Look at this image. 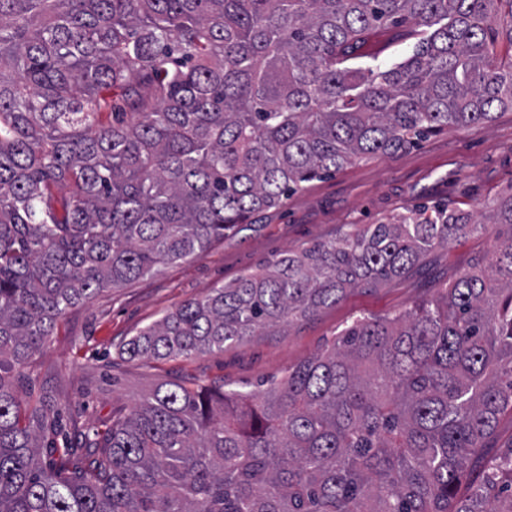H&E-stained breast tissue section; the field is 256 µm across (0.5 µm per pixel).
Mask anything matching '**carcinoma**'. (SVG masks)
Listing matches in <instances>:
<instances>
[{"label":"carcinoma","instance_id":"obj_1","mask_svg":"<svg viewBox=\"0 0 512 512\" xmlns=\"http://www.w3.org/2000/svg\"><path fill=\"white\" fill-rule=\"evenodd\" d=\"M404 25L401 61L362 52ZM496 108L512 0H0V512H512V445L484 452L512 408V192L483 221L419 205L317 240L120 348L222 350L494 237L438 299L353 323L257 394L165 381L69 436L17 384L74 306Z\"/></svg>","mask_w":512,"mask_h":512}]
</instances>
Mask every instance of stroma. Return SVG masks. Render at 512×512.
I'll list each match as a JSON object with an SVG mask.
<instances>
[{
	"label": "stroma",
	"instance_id": "35a3bbf8",
	"mask_svg": "<svg viewBox=\"0 0 512 512\" xmlns=\"http://www.w3.org/2000/svg\"><path fill=\"white\" fill-rule=\"evenodd\" d=\"M511 191L512 109L496 111L489 123L347 165L255 216L245 230L227 234L204 254L69 310L31 360L33 390L55 400L68 427L111 423L113 414L129 411L163 381L257 392L331 347L357 319L403 312L443 295L457 275L486 257L490 240L467 238L437 248L402 277L349 290L306 321L221 351L148 361L129 359L119 347L183 301L257 272L283 253L334 237L342 225L374 224L412 205L445 204L478 216Z\"/></svg>",
	"mask_w": 512,
	"mask_h": 512
}]
</instances>
